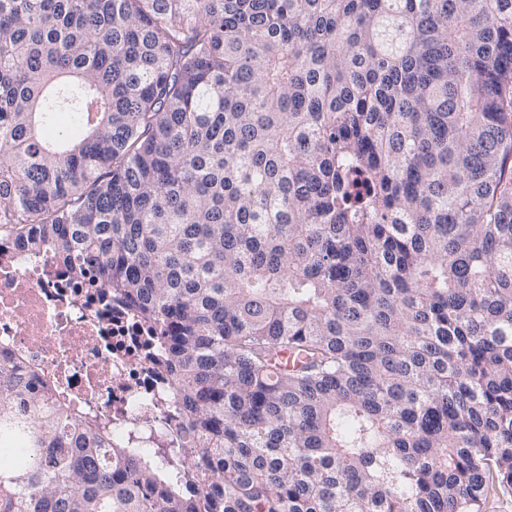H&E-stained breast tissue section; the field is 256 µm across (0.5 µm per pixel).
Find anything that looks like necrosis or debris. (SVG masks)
I'll list each match as a JSON object with an SVG mask.
<instances>
[{"label":"necrosis or debris","mask_w":512,"mask_h":512,"mask_svg":"<svg viewBox=\"0 0 512 512\" xmlns=\"http://www.w3.org/2000/svg\"><path fill=\"white\" fill-rule=\"evenodd\" d=\"M137 311L56 259L0 235V358L31 371L79 422L115 443L158 451L184 436L171 377Z\"/></svg>","instance_id":"necrosis-or-debris-1"}]
</instances>
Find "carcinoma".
Instances as JSON below:
<instances>
[{"label": "carcinoma", "instance_id": "carcinoma-1", "mask_svg": "<svg viewBox=\"0 0 512 512\" xmlns=\"http://www.w3.org/2000/svg\"><path fill=\"white\" fill-rule=\"evenodd\" d=\"M2 226L159 329L192 442L154 463L0 361V512L512 486V0H0Z\"/></svg>", "mask_w": 512, "mask_h": 512}]
</instances>
